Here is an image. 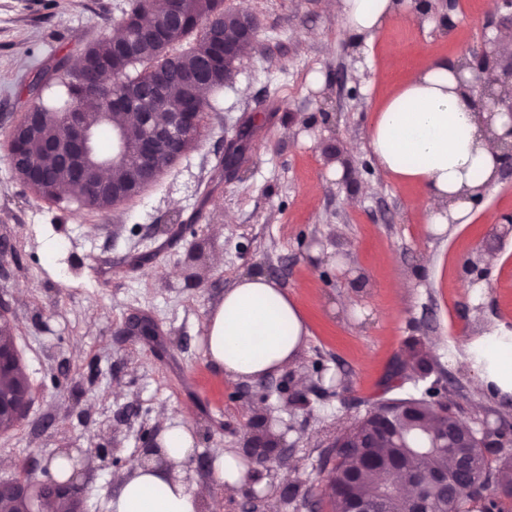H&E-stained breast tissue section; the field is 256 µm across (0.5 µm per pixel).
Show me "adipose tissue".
<instances>
[{
	"instance_id": "adipose-tissue-1",
	"label": "adipose tissue",
	"mask_w": 512,
	"mask_h": 512,
	"mask_svg": "<svg viewBox=\"0 0 512 512\" xmlns=\"http://www.w3.org/2000/svg\"><path fill=\"white\" fill-rule=\"evenodd\" d=\"M409 0H336L345 35L372 42ZM469 73L437 58L389 95L374 114L367 148L376 165L397 181L416 186L429 207L430 224H464L476 200L497 183L502 149L497 141L506 115H491L489 101L472 90ZM209 361L226 378L254 382L287 370L307 333L301 308L273 280L242 275L208 314ZM494 362L477 371L480 383L512 395V336H491ZM156 447L123 480L110 512H202L205 497L190 466L198 450L183 420H169ZM212 478L225 495L249 483L252 463L235 452L212 449Z\"/></svg>"
}]
</instances>
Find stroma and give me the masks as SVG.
Masks as SVG:
<instances>
[{"mask_svg":"<svg viewBox=\"0 0 512 512\" xmlns=\"http://www.w3.org/2000/svg\"><path fill=\"white\" fill-rule=\"evenodd\" d=\"M129 0H0V300L32 383L26 417L0 433V477L25 459L69 448L86 461L83 512L107 502L160 440L187 423L203 451L251 457L257 397L280 435L258 480L234 497L210 472L196 482L209 512H331L334 435L389 396L387 374L410 349L471 426L512 423V396L480 385L473 341L512 331V170L475 202L466 224L436 231L412 186L392 181L366 149L382 100L435 58L485 51L512 12L459 0L447 12L393 16L373 44H350L330 0H224L259 20L206 116L198 147L116 210H67L34 195L7 159L27 84L51 57L78 60ZM252 121L248 161L218 175L224 146ZM186 226L164 233L172 217ZM269 276L301 305L308 334L288 370L227 380L204 355L210 310L245 274ZM406 283L394 295V283ZM304 397L284 409V386ZM111 448L101 461L97 447Z\"/></svg>","mask_w":512,"mask_h":512,"instance_id":"stroma-1","label":"stroma"}]
</instances>
